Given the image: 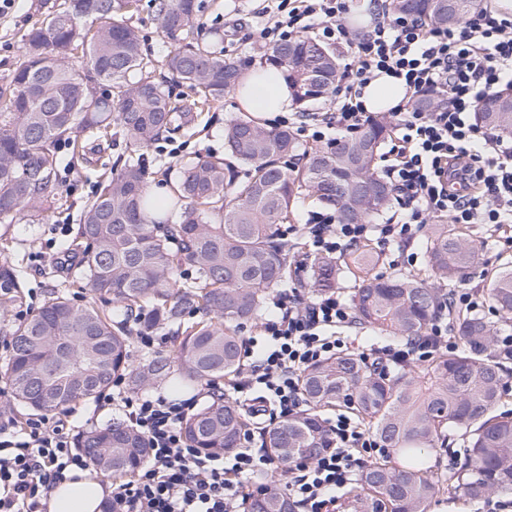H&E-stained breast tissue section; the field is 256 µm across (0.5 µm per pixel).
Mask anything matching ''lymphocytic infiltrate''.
<instances>
[{
  "label": "lymphocytic infiltrate",
  "instance_id": "obj_1",
  "mask_svg": "<svg viewBox=\"0 0 512 512\" xmlns=\"http://www.w3.org/2000/svg\"><path fill=\"white\" fill-rule=\"evenodd\" d=\"M348 9L349 0H277L262 30L270 46L313 29L322 40L349 49L348 79L335 111L303 115L313 141L333 130L357 133L369 122L360 96L380 71L404 79L411 97L436 91L447 104L432 112L402 106L393 114L386 176L407 211L404 221L342 224L335 210L313 212L304 225L309 255L340 252L372 231L402 249L435 217L512 224V143L486 135L471 120L495 86L512 83V20L488 6L461 25L438 29L385 15L370 32L353 37L340 22ZM275 307L276 316L245 341L246 370L225 383L224 395L252 399L285 417L303 403L301 373L348 351L337 331L352 325L353 314L339 293L309 301L298 288L281 294ZM457 348L447 322L438 319L420 339L379 347L376 354L383 366H405ZM117 404L146 438L150 457L132 479L114 485V512H243L249 495L259 490L255 475L273 463L247 438L222 456L190 447L181 425L194 401L133 398L121 389L98 397L99 407ZM330 428L335 448L288 467L286 492L303 512H334L342 490L356 484L364 459L387 453L356 418L337 415ZM88 465L62 423L46 416L29 420L25 429L0 439V512H45L42 500L63 471Z\"/></svg>",
  "mask_w": 512,
  "mask_h": 512
}]
</instances>
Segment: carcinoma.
<instances>
[{
    "instance_id": "carcinoma-1",
    "label": "carcinoma",
    "mask_w": 512,
    "mask_h": 512,
    "mask_svg": "<svg viewBox=\"0 0 512 512\" xmlns=\"http://www.w3.org/2000/svg\"><path fill=\"white\" fill-rule=\"evenodd\" d=\"M134 0H65L40 8L27 29L25 57L0 80V224L23 214L38 216L54 195L58 158L54 145L77 142L84 132L107 135L112 122L132 147H143L194 120L192 109L224 98L239 84L245 63L229 60L194 37L201 0H158L162 31L175 42L156 73L136 28L126 17ZM483 0H391L394 14L426 27L453 26L482 9ZM97 24L92 29L83 22ZM268 60L284 70L297 108L324 99L341 79L335 53L301 36L272 48ZM195 90L189 104L173 105L169 85ZM109 94H96L98 86ZM477 119L512 136V100L499 92L479 106ZM378 114L355 135L326 147H303L285 129L239 116L224 134V155L183 164L174 198L148 194L146 174L134 157L101 187L83 211L77 252L92 299L74 303L56 291L37 313L12 328L5 366L13 403L41 412L62 410L96 397L118 378L132 389L190 384L238 375L244 366L238 329L258 318L268 294L288 286L294 272L281 233L304 190L336 209L343 224H370L394 199L374 163L390 136ZM247 167L238 178L236 164ZM424 274L374 275L378 255L371 241L339 258L315 260L306 284L323 294L354 281L355 322L405 341L424 335L431 321L448 317L459 350L390 376L355 354H341L305 369L300 386L305 408L265 428L264 448L283 466L313 460L336 440L323 417L342 408L366 424L389 456L364 466L349 490V512H427L432 498L479 500L512 492V412L503 411L507 349L493 326L451 304L445 285L463 278L479 260L477 246L455 224H431ZM188 265L195 277L185 280ZM487 295L512 319V268L488 276ZM109 297L121 318L102 311ZM22 278L0 264V310L23 304ZM171 332V353L134 365L130 336ZM250 419L220 395L202 404L182 425L194 448L223 454L238 447ZM464 435L467 447L444 484L428 454ZM95 469L127 477L149 457L145 439L113 423L80 435ZM247 512H294L275 486L250 497Z\"/></svg>"
}]
</instances>
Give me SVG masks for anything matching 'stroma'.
Segmentation results:
<instances>
[{
	"mask_svg": "<svg viewBox=\"0 0 512 512\" xmlns=\"http://www.w3.org/2000/svg\"><path fill=\"white\" fill-rule=\"evenodd\" d=\"M36 2L13 0L8 12L0 14V78L12 72L25 52L22 35L38 18ZM265 5V0H203L196 24L212 49L223 52L225 58L254 66L270 52L261 38L264 21L260 13ZM131 22L154 62L162 63L173 44L162 31L155 0H139ZM242 113L237 98L229 93L202 112L193 127L162 135L138 149L131 148L120 134L110 139L84 134L83 151L78 157L68 143H58L56 194L46 211L34 219L25 217L0 224V235H7L9 241L7 256L25 282V307L38 310L62 284L74 302L81 304L89 298L78 257L70 246L77 237L82 211L97 194L103 175L119 169L132 156L147 172L150 186L171 188L183 163L223 154L224 128ZM466 231L481 250L480 263L469 272L464 284L481 288L486 272L512 265V245L505 243L512 236V227L470 224ZM56 417L74 439L83 431L125 420L119 410L110 406L98 408L93 400L59 411Z\"/></svg>",
	"mask_w": 512,
	"mask_h": 512,
	"instance_id": "obj_1",
	"label": "stroma"
}]
</instances>
